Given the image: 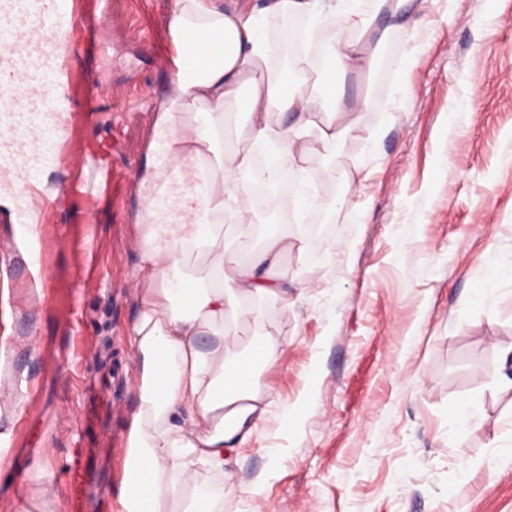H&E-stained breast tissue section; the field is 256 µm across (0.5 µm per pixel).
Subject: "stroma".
<instances>
[{
	"instance_id": "35a3bbf8",
	"label": "stroma",
	"mask_w": 512,
	"mask_h": 512,
	"mask_svg": "<svg viewBox=\"0 0 512 512\" xmlns=\"http://www.w3.org/2000/svg\"><path fill=\"white\" fill-rule=\"evenodd\" d=\"M172 2L78 0L87 27L105 10L114 23L106 53L71 62V146L39 172L56 203L33 229L0 207V512H75L77 441L108 482L84 512H119L136 215L172 88ZM298 82L369 104L358 137L315 157L339 187L317 245L282 262L294 304L263 311L284 344L260 377L271 412L232 453V481L206 473L197 492L224 512H512V0H423L371 78ZM464 399L479 406L465 426Z\"/></svg>"
}]
</instances>
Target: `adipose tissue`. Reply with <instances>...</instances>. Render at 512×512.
Returning <instances> with one entry per match:
<instances>
[{
	"label": "adipose tissue",
	"instance_id": "adipose-tissue-1",
	"mask_svg": "<svg viewBox=\"0 0 512 512\" xmlns=\"http://www.w3.org/2000/svg\"><path fill=\"white\" fill-rule=\"evenodd\" d=\"M356 0H173L170 31L174 92L156 121L160 157L145 180L153 190L139 213L138 303L129 331L136 353L138 408L127 434L121 512H163L199 470L224 472V456L245 441L273 398L260 373L283 352L260 327L262 306L290 304L281 261L303 252L302 230L257 236L250 186L288 173L305 175L320 150L361 130L362 108L286 87L269 62L275 43L261 27L270 16L339 15L334 39L341 73H371L376 51L405 28L414 0H375L363 14ZM210 41L214 64L192 72L185 44ZM247 118L224 141L227 109ZM274 145L279 165L260 167L255 148ZM202 263L187 277L182 266ZM248 344H241L244 333Z\"/></svg>",
	"mask_w": 512,
	"mask_h": 512
}]
</instances>
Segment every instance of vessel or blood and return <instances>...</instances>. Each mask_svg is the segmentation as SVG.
<instances>
[{"label": "vessel or blood", "instance_id": "b4317fda", "mask_svg": "<svg viewBox=\"0 0 512 512\" xmlns=\"http://www.w3.org/2000/svg\"><path fill=\"white\" fill-rule=\"evenodd\" d=\"M77 21V0H0V176L26 216L44 214L35 175L66 147L59 89Z\"/></svg>", "mask_w": 512, "mask_h": 512}]
</instances>
